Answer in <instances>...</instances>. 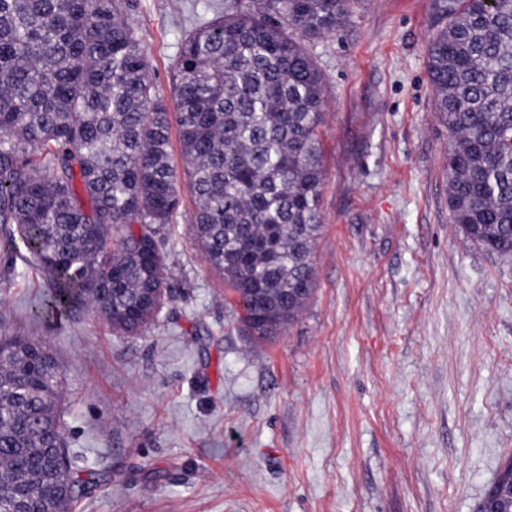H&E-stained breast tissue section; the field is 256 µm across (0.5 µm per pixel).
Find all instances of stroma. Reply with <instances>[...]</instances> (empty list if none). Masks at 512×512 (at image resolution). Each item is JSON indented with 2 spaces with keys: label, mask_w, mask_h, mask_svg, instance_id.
<instances>
[{
  "label": "stroma",
  "mask_w": 512,
  "mask_h": 512,
  "mask_svg": "<svg viewBox=\"0 0 512 512\" xmlns=\"http://www.w3.org/2000/svg\"><path fill=\"white\" fill-rule=\"evenodd\" d=\"M233 0H138L167 103L187 30ZM432 0H361L310 43L327 82L314 291L248 335L196 248L190 194L157 237L171 298L140 336L33 318L45 283L0 253V333L43 342L68 448L109 470L75 512H474L512 461V260L450 223Z\"/></svg>",
  "instance_id": "obj_1"
}]
</instances>
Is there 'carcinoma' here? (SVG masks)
Listing matches in <instances>:
<instances>
[{"label": "carcinoma", "mask_w": 512, "mask_h": 512, "mask_svg": "<svg viewBox=\"0 0 512 512\" xmlns=\"http://www.w3.org/2000/svg\"><path fill=\"white\" fill-rule=\"evenodd\" d=\"M355 0H234L187 32L176 112L189 222L257 340L314 291L326 83L307 43ZM427 74L448 131V215L512 259V0H433ZM136 0H0V251L49 288L37 319L88 311L140 335L171 299L155 237L180 206L171 113L129 15ZM60 366L0 335V508L70 512L103 474L65 448Z\"/></svg>", "instance_id": "1"}]
</instances>
